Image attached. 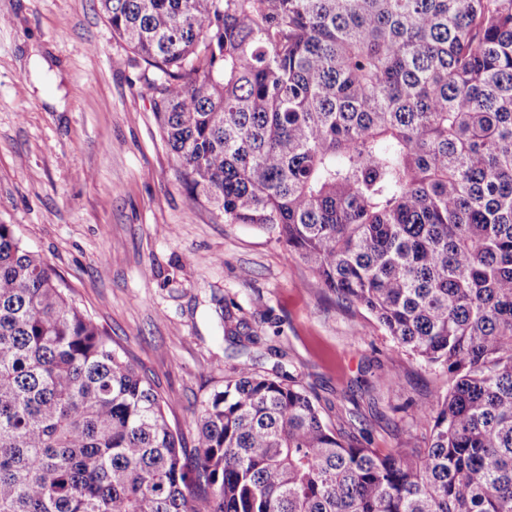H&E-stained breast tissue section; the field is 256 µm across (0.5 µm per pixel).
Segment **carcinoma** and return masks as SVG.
<instances>
[{"label": "carcinoma", "instance_id": "1", "mask_svg": "<svg viewBox=\"0 0 512 512\" xmlns=\"http://www.w3.org/2000/svg\"><path fill=\"white\" fill-rule=\"evenodd\" d=\"M179 180L448 375L369 448L296 377L168 403L0 224V512H512V0H99ZM227 338H251L224 313Z\"/></svg>", "mask_w": 512, "mask_h": 512}]
</instances>
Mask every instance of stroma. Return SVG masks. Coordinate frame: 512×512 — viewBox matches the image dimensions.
<instances>
[{
	"label": "stroma",
	"instance_id": "obj_1",
	"mask_svg": "<svg viewBox=\"0 0 512 512\" xmlns=\"http://www.w3.org/2000/svg\"><path fill=\"white\" fill-rule=\"evenodd\" d=\"M150 75L99 0H0V224L153 381L186 448L202 402L243 363L225 310L256 332V371L298 376L328 426L358 412L376 448L429 434L416 411L444 374L396 352L275 234L189 197L141 93Z\"/></svg>",
	"mask_w": 512,
	"mask_h": 512
}]
</instances>
